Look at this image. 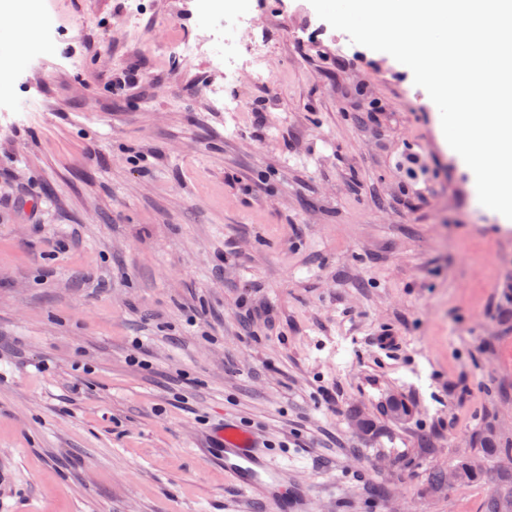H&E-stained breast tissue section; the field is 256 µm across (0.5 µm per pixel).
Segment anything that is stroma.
<instances>
[{
	"label": "stroma",
	"mask_w": 512,
	"mask_h": 512,
	"mask_svg": "<svg viewBox=\"0 0 512 512\" xmlns=\"http://www.w3.org/2000/svg\"><path fill=\"white\" fill-rule=\"evenodd\" d=\"M51 2L59 53L0 114V512H265L205 452L225 422L316 512H512V225L411 70L259 0L258 125L164 51L189 0H140L139 37L126 0Z\"/></svg>",
	"instance_id": "35a3bbf8"
}]
</instances>
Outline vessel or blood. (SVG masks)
Masks as SVG:
<instances>
[{
  "label": "vessel or blood",
  "instance_id": "vessel-or-blood-1",
  "mask_svg": "<svg viewBox=\"0 0 512 512\" xmlns=\"http://www.w3.org/2000/svg\"><path fill=\"white\" fill-rule=\"evenodd\" d=\"M220 447L213 454L224 461V479L243 498L264 503L267 512H313L314 501L305 491L289 490L288 473L274 466L257 447L247 429L225 425L219 433Z\"/></svg>",
  "mask_w": 512,
  "mask_h": 512
}]
</instances>
